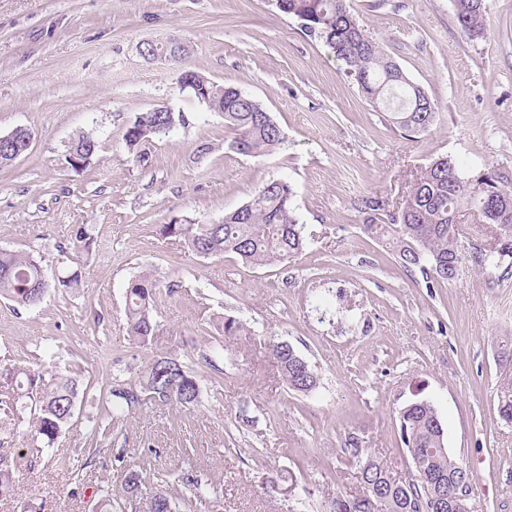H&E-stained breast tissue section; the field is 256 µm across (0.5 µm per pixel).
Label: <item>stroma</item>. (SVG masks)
<instances>
[{"mask_svg": "<svg viewBox=\"0 0 512 512\" xmlns=\"http://www.w3.org/2000/svg\"><path fill=\"white\" fill-rule=\"evenodd\" d=\"M485 5L487 33L474 39L453 0H350L365 32L436 104L433 126L410 135L272 0H0V134L33 133L0 167V248L33 255L53 284L34 307L0 300V365L66 369L86 389L51 447L13 440L29 463L0 512H92L97 488L127 468L176 492L191 474L220 512H330L337 495L362 491L350 438L408 476L398 417L416 400L434 405L447 448L472 471L474 512H512V424L498 412L512 379L502 359L512 276L487 275L467 257L454 281L427 287L364 234L358 209L375 196L395 210L441 156L512 176V0ZM173 39L189 46L183 67L270 112L284 135L274 153L226 149L222 115L181 91L179 67L144 56L146 44ZM159 105L188 123L136 162L123 134ZM84 131L99 151L75 169L66 156ZM205 142L212 152L193 162ZM276 179L292 186L308 240L282 263L202 258L161 233L222 221ZM74 270L78 290L56 287ZM145 271L159 285V331L142 347L126 335L125 289ZM229 316L246 335L224 338ZM272 342L318 372L316 391L288 389ZM217 344L219 380L201 358ZM157 354L197 378L198 403L137 410L88 458L101 391L113 377L144 376Z\"/></svg>", "mask_w": 512, "mask_h": 512, "instance_id": "obj_1", "label": "stroma"}]
</instances>
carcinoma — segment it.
<instances>
[{"mask_svg":"<svg viewBox=\"0 0 512 512\" xmlns=\"http://www.w3.org/2000/svg\"><path fill=\"white\" fill-rule=\"evenodd\" d=\"M458 23L475 39L485 37V0H453ZM277 9L296 18L304 34L328 48L344 65L343 74L353 80L363 96L376 108L388 111V121L409 133L424 132L436 118L435 105L425 91L411 82L383 46L366 35L348 0H277ZM224 93H200L210 110L222 114L224 128L232 134L227 148L252 158L264 157L283 142L281 130L260 103L241 89L225 85ZM182 112H143L133 125L146 132L140 138L128 129L123 135L136 161H148L146 147L151 139L167 136L186 124ZM28 131H13V142L0 147V166L13 161L11 153L24 145ZM98 151V141L89 132L79 134L69 154ZM294 192L285 180H272L250 200L224 214L219 224H166L163 235L184 241L197 256L209 258L233 254L251 266H270L301 253L307 247L303 225L299 224L293 202ZM469 210L485 224L495 225V244L479 247L471 259L492 273L512 270V185L497 169L475 168L461 159L439 158L416 177L399 209L379 223L382 203L375 197L361 200L365 214L363 232L389 245L400 264L417 270L432 288L457 277L464 258L458 217ZM44 274L39 261L23 252L0 250V298L19 306L42 303ZM158 284L148 274L132 279L126 288V320L129 340L146 345L156 335L154 304ZM269 352L292 391L308 395L319 385V377L296 351L269 345ZM0 379L26 389L34 404L28 428L31 437L50 445L73 419L80 397L79 380L57 373L49 378L30 368L0 370ZM196 379L176 360L154 356L146 376L123 380L111 386L102 400L97 428L109 433L118 411L153 404L198 401ZM400 441L407 448L413 473L407 481H388L390 467L379 458L361 456L359 441H349L350 455L358 459L363 493L338 495L330 512H415L414 499H431L430 512H452L448 504L460 485L461 461L445 444V431L433 404L426 400L409 403L399 412ZM24 455L12 450L0 453V497L11 495ZM185 494L180 501L167 489L150 485L149 474L130 470L121 474V490L136 495L143 490L151 496V512H195L206 500L201 484L182 477Z\"/></svg>","mask_w":512,"mask_h":512,"instance_id":"obj_1","label":"carcinoma"}]
</instances>
